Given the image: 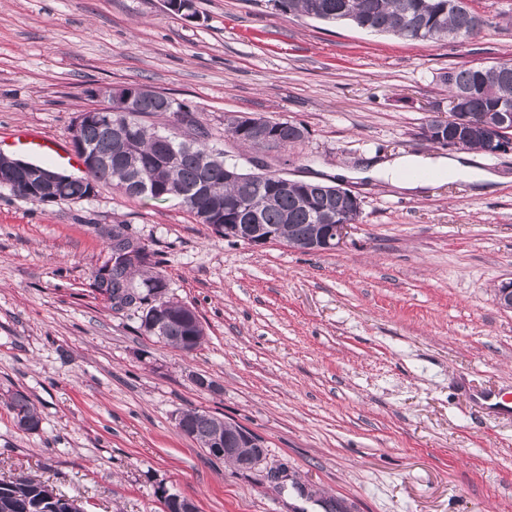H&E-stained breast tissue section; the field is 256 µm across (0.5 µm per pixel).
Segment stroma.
I'll list each match as a JSON object with an SVG mask.
<instances>
[{"label":"stroma","instance_id":"35a3bbf8","mask_svg":"<svg viewBox=\"0 0 512 512\" xmlns=\"http://www.w3.org/2000/svg\"><path fill=\"white\" fill-rule=\"evenodd\" d=\"M469 42L406 41L296 17L272 0H0V128L32 126L64 147L98 89L145 85L199 110L245 170L342 178L362 214L338 250L304 253L224 239L178 201L98 187L42 203L0 187V479L47 481L84 512H163V492L198 512H512V150L464 151L497 175L420 193L366 177L370 163L439 156L419 138L448 109L438 76L512 57V0H469ZM302 123L303 144L246 149L228 117ZM144 246L168 297L195 308L193 354L141 329L90 275L113 225ZM203 374L218 388H198ZM23 392L41 418L18 429ZM199 409L258 435L275 485L209 455L175 417Z\"/></svg>","mask_w":512,"mask_h":512}]
</instances>
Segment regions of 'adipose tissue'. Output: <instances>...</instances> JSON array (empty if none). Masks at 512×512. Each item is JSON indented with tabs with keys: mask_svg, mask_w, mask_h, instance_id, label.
<instances>
[{
	"mask_svg": "<svg viewBox=\"0 0 512 512\" xmlns=\"http://www.w3.org/2000/svg\"><path fill=\"white\" fill-rule=\"evenodd\" d=\"M419 168L430 170L438 179H464L479 186L496 180L494 174L463 164L459 157L442 155L433 157L402 155L372 165L369 174L377 179L396 183L405 190L416 192L426 189L428 183L424 180L410 179L407 173Z\"/></svg>",
	"mask_w": 512,
	"mask_h": 512,
	"instance_id": "ef3b65f1",
	"label": "adipose tissue"
}]
</instances>
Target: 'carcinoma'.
Listing matches in <instances>:
<instances>
[{"label":"carcinoma","mask_w":512,"mask_h":512,"mask_svg":"<svg viewBox=\"0 0 512 512\" xmlns=\"http://www.w3.org/2000/svg\"><path fill=\"white\" fill-rule=\"evenodd\" d=\"M282 12L329 22L349 21L357 27L392 34L409 41H435L451 37L465 42L478 36L474 27L477 14L464 0H274ZM448 87V97L456 105L448 110V124L441 133L458 149L486 152L491 142L481 133L466 134L458 119L469 116L475 121H495L512 114V59L480 66L450 67L440 75ZM166 112L175 123L159 131L148 119ZM81 136L86 145L108 163L88 169L90 178H72L61 185L58 201L77 203L89 198L100 185L113 184L131 197L152 200L177 199L200 224L224 234L226 224H263L273 227L281 240L298 248L316 240L327 224L355 223L361 208L336 193L333 184L299 180L280 186V176L245 172L226 159L224 151L210 144L211 133L202 124L198 109L163 94L139 102L132 112L101 115L92 109L78 116ZM255 121L268 131L261 139L248 126ZM233 116L224 132L237 143L250 148L279 147L304 141L306 127L294 121L257 114L253 119ZM136 153L139 168L129 170L123 158ZM176 154L169 163L167 154ZM150 254L120 268L112 266V279L106 292L119 304L147 303L141 328L149 332L155 319L164 321L159 339L165 345L184 350L187 344L199 348L203 328L198 320L180 316L179 302L166 296L167 284L160 274L147 277L143 284L147 295L133 289L136 265L149 260ZM10 407L15 418L26 420L33 428L40 417L30 398L18 391ZM183 422L196 442L207 448L216 428V416L197 409L183 411ZM0 512H81L75 501L56 493L44 481L0 480Z\"/></svg>","instance_id":"1"}]
</instances>
